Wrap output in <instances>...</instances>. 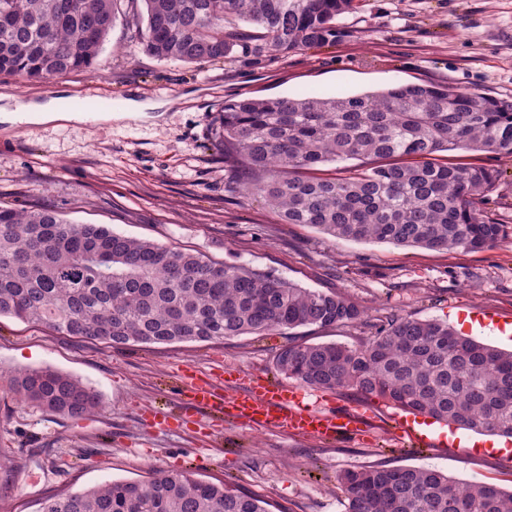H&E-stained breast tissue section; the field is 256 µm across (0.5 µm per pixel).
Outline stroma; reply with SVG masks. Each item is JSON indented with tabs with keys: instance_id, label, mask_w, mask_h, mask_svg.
Masks as SVG:
<instances>
[{
	"instance_id": "35a3bbf8",
	"label": "stroma",
	"mask_w": 512,
	"mask_h": 512,
	"mask_svg": "<svg viewBox=\"0 0 512 512\" xmlns=\"http://www.w3.org/2000/svg\"><path fill=\"white\" fill-rule=\"evenodd\" d=\"M334 42L261 62L159 60L117 21L95 71L45 85L0 75V105L62 97L95 103L138 89L139 102H170L134 121L0 124V204L48 205L79 224L198 251L212 260L270 270L314 291L363 306L370 318L409 315L512 350V242L479 251L331 241L307 224H286L259 197L234 199L224 179L236 163L214 141L230 100L354 95L401 84H437L512 100V0H358ZM454 162L500 173L482 208L512 227V156L453 150ZM366 325L300 327L286 335L224 341L132 344L99 340L0 317V512H39L44 497L157 470L254 493L272 512H345L337 474L382 463L432 468L461 483L512 489V438L465 431L463 443L418 444L400 433L399 409L353 391L310 387L276 371L288 343L354 344ZM50 367L92 387L97 412L71 418L22 402L8 373ZM259 373L296 390L303 404L357 411L363 437L332 442L225 422L211 447L193 424L156 429L141 409L176 415L178 369Z\"/></svg>"
}]
</instances>
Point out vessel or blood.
<instances>
[{"label":"vessel or blood","instance_id":"vessel-or-blood-1","mask_svg":"<svg viewBox=\"0 0 512 512\" xmlns=\"http://www.w3.org/2000/svg\"><path fill=\"white\" fill-rule=\"evenodd\" d=\"M183 377L188 383L181 407L185 421L194 418L213 424L230 418L246 427L284 430L319 439L356 435L362 430L358 414L323 413L300 405L284 385L250 377L236 393L227 395L211 377H199L195 370H184Z\"/></svg>","mask_w":512,"mask_h":512}]
</instances>
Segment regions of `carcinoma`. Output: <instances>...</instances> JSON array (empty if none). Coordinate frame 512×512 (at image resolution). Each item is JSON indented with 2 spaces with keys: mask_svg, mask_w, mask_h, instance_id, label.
I'll list each match as a JSON object with an SVG mask.
<instances>
[{
  "mask_svg": "<svg viewBox=\"0 0 512 512\" xmlns=\"http://www.w3.org/2000/svg\"><path fill=\"white\" fill-rule=\"evenodd\" d=\"M356 8L355 0H0V75L48 84L93 68L120 14L146 54L197 63L285 56L332 42L336 21ZM217 137L247 170L227 177L224 191L260 196L284 223L309 224L329 240L476 251L507 237L506 225L481 208L495 171L443 162L439 153L512 155V101L424 84L248 98L224 104ZM345 160L359 164L334 177L315 175ZM365 315L342 295L272 271L73 224L50 207L0 205V317L119 347L324 328ZM275 364L311 387L352 390L414 415L512 437V352L437 320L390 317L356 346L290 343ZM10 387L63 416L99 406L92 387L50 367L18 372ZM336 482L346 512H512V491L460 484L436 469L377 464L344 471ZM41 512L269 510L255 494L187 471H157L145 481L48 498Z\"/></svg>",
  "mask_w": 512,
  "mask_h": 512,
  "instance_id": "1",
  "label": "carcinoma"
}]
</instances>
